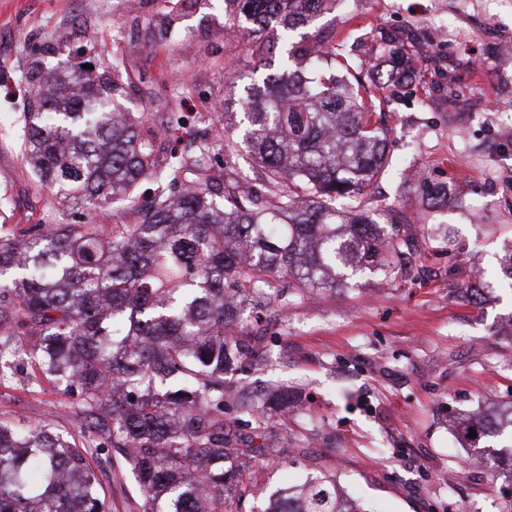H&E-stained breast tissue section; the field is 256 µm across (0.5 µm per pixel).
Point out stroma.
<instances>
[{
  "label": "stroma",
  "mask_w": 512,
  "mask_h": 512,
  "mask_svg": "<svg viewBox=\"0 0 512 512\" xmlns=\"http://www.w3.org/2000/svg\"><path fill=\"white\" fill-rule=\"evenodd\" d=\"M159 0H0V236L19 238L51 224H78L85 206L59 201L25 166L19 118L21 76L48 36L66 39L54 60L125 53L138 100H152L154 124L175 119L165 139L184 153L213 139L216 107L240 111L239 97L264 69L237 30L224 26V0L186 14L174 42L133 22L156 15ZM364 27L360 57L388 69L382 33L422 43L416 66L432 91L407 84L386 108L387 153L395 179L364 198L412 235L420 259L408 275L376 274L333 291L313 290L284 314L256 309L249 359L224 376V420L249 435L246 409L269 387L295 406L274 421L279 452L243 468L231 512H252L277 488L332 476L360 512H500L512 467L469 471L463 437L471 417L512 405V0H347L305 33ZM181 88L182 97L172 95ZM445 188L438 208L429 190ZM452 226L456 245L432 233ZM75 396L32 367L0 382V422L52 424L87 448L108 512H142L132 474L115 448H96Z\"/></svg>",
  "instance_id": "obj_1"
}]
</instances>
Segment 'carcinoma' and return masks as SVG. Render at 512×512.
Listing matches in <instances>:
<instances>
[{
    "instance_id": "carcinoma-1",
    "label": "carcinoma",
    "mask_w": 512,
    "mask_h": 512,
    "mask_svg": "<svg viewBox=\"0 0 512 512\" xmlns=\"http://www.w3.org/2000/svg\"><path fill=\"white\" fill-rule=\"evenodd\" d=\"M341 0H224V22L240 25L253 55L271 58L276 20L295 70L245 88L243 118L220 121L224 137L194 157L158 145L166 129L123 100L124 60L91 69L51 67L57 40L22 79L29 87L20 153L62 202L88 206L81 224H52L22 239L0 238V379L27 357L67 392L98 448L120 451L137 477L143 512H224L240 469L224 461L275 452L262 440L229 453L224 372L250 356L238 339L249 308H287L315 288H343L365 272L398 273L412 264V241L383 225L362 194L392 169L389 128L376 92L412 80L407 57L371 72L338 51L346 39L291 32L336 10ZM201 0H163L147 25L160 39ZM256 161L265 193L210 174L213 145ZM147 180L157 192L135 195ZM129 217L105 235L97 209ZM288 279V293L275 285ZM291 407L288 390L265 393L248 414L267 421ZM345 512L328 476L279 489L263 512ZM0 512H106L103 487L75 439L47 423L28 431L0 423Z\"/></svg>"
}]
</instances>
